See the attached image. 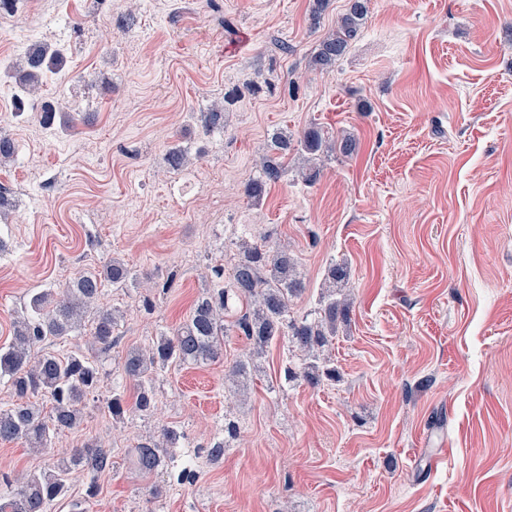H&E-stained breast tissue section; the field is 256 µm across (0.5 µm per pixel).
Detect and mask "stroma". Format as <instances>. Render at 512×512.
Masks as SVG:
<instances>
[{"instance_id":"1","label":"stroma","mask_w":512,"mask_h":512,"mask_svg":"<svg viewBox=\"0 0 512 512\" xmlns=\"http://www.w3.org/2000/svg\"><path fill=\"white\" fill-rule=\"evenodd\" d=\"M347 4L332 0L314 32L309 0H19L0 30L12 62L36 43L67 46L24 114L0 112L18 146L0 166V344L33 289L111 259L174 281L164 294L105 288L102 304L123 313L111 378L128 350L186 320L240 241L287 243L305 283L297 315L331 265L347 268L336 385L272 392L282 342L245 396L225 390V364L248 349L232 331L221 360L160 376L152 417L116 424L89 396L55 451L111 450L91 512H512V0H370L356 43L309 71ZM272 34L288 53L269 50ZM257 74L266 86L205 135L201 114ZM47 101L75 125H42ZM311 127L353 136L357 154L325 158L312 186L287 160L249 199L272 137ZM228 413L241 430L223 459L199 458L195 485L152 499L130 469L137 440L175 425L186 447L206 446ZM441 444L442 465H416Z\"/></svg>"}]
</instances>
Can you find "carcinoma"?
I'll use <instances>...</instances> for the list:
<instances>
[{
	"label": "carcinoma",
	"instance_id": "obj_1",
	"mask_svg": "<svg viewBox=\"0 0 512 512\" xmlns=\"http://www.w3.org/2000/svg\"><path fill=\"white\" fill-rule=\"evenodd\" d=\"M367 13L368 0H348V7L336 20L335 30L319 40L310 57V67L325 70L334 66L360 37ZM63 58L61 49L49 54L47 48L33 45L27 50L21 64L15 67L19 74L18 111L24 110L26 99L38 90L44 72L55 69ZM236 99L237 90L233 88L224 93L223 104L203 114L205 134L224 131L225 104ZM356 149V139L343 137L332 146L317 128H310L296 138L277 134L257 173L246 184L245 193L257 199L267 184L279 181L284 174L280 161L284 155L302 160V178L313 185L320 177V169L314 165L315 155L337 150L347 157ZM212 273L217 285L198 297L180 327L161 332L144 350L134 348L126 353L121 374L133 382V393L129 395L124 387L114 386L102 399L113 420L153 415L158 408L156 382L169 369L219 360L228 332L224 314L237 301L246 303L247 308L235 319L233 328L250 341L252 349L245 358L224 365V382L233 385L257 370L258 360L266 349L282 339L288 341L282 386L299 379L312 387L337 381L329 347L340 324L349 316L344 267L329 268L316 306L301 317L293 315L291 301L305 286L283 244L242 246L233 258L227 282L224 265L213 266ZM108 283L115 288L138 287L136 274L116 260L93 271L76 272L64 283L41 288L31 295L13 321L11 339L0 345V379H7L17 397L10 407L0 408V441L21 440L49 457L47 467L15 480L0 473V482L11 488L8 494L0 496V512H52L64 500L68 501L70 512H89L97 478L114 469L112 453L100 445L87 443L62 456L53 451L55 435L80 427L87 395L101 389L102 366L116 343L118 322V310L98 304ZM90 311L91 352L60 355L44 350L47 343L80 333ZM239 432L237 422L224 418V440L207 449L209 461H220L227 444ZM182 437L176 427L164 426L157 435L139 442L133 451L135 476L146 480L166 474L179 484L193 483L197 470L178 466L176 452ZM76 474L89 478L86 497L69 501L71 481Z\"/></svg>",
	"mask_w": 512,
	"mask_h": 512
}]
</instances>
